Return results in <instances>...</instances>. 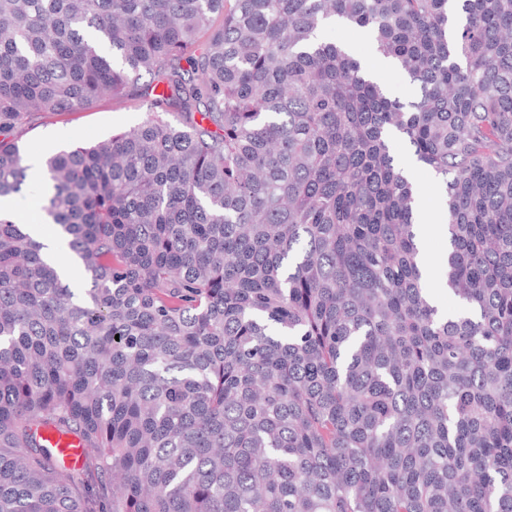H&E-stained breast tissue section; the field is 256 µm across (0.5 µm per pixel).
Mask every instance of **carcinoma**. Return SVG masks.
Segmentation results:
<instances>
[{"mask_svg": "<svg viewBox=\"0 0 512 512\" xmlns=\"http://www.w3.org/2000/svg\"><path fill=\"white\" fill-rule=\"evenodd\" d=\"M112 99L146 120L39 178L83 287L0 209V512H512V0H0V197ZM324 36L345 43L356 55L374 61V57L369 51L370 45L362 29L348 25L336 26L327 29ZM376 75L387 87L393 97H397L404 101L410 99L413 96V85L399 70L390 66H384V68L376 72ZM147 117V107L141 101L107 100L94 108L68 116L44 115L24 136L28 157H42L79 144H89L128 130ZM49 138L55 140L52 146ZM448 249V239L445 235L435 236L424 243V250L432 264L443 273ZM42 437L51 448H56L66 469L77 468L84 455L82 443L73 436L58 434L52 430H44Z\"/></svg>", "mask_w": 512, "mask_h": 512, "instance_id": "obj_1", "label": "carcinoma"}]
</instances>
